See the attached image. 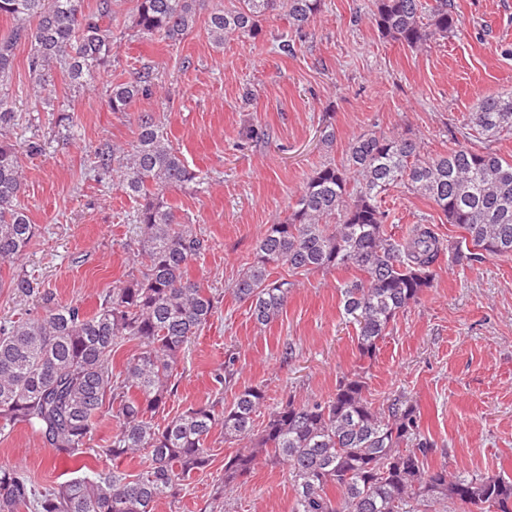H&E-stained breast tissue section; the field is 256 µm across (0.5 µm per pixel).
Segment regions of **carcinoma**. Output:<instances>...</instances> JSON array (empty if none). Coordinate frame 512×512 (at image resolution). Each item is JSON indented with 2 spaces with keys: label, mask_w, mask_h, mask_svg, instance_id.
Masks as SVG:
<instances>
[{
  "label": "carcinoma",
  "mask_w": 512,
  "mask_h": 512,
  "mask_svg": "<svg viewBox=\"0 0 512 512\" xmlns=\"http://www.w3.org/2000/svg\"><path fill=\"white\" fill-rule=\"evenodd\" d=\"M202 0H135L133 28L149 40L176 42L196 24ZM383 37L416 48L456 34L460 19L451 0H373ZM323 0H240L216 8L206 31L224 39L252 36L260 18L276 10L295 31L315 21ZM113 0H0V16L14 21L0 39V83L8 80L13 50L30 45L27 67L44 90L52 71L82 87L112 61ZM153 74L137 72L111 86L113 112L152 96ZM43 107L55 111L52 94ZM57 112V111H55ZM8 97L0 94V130L14 125ZM55 126L72 132V116L57 112ZM136 139L124 148L104 143L95 169L139 201L135 257L138 274L108 290L89 314L78 303L42 294V311L0 321V435L24 427L59 454L87 469L64 483L41 487L12 466L0 465V512H155L177 498L185 482L212 464L208 438L249 444L224 457L211 512L224 508V490L268 457L288 469L292 512H512V481L501 477L428 467L435 444L422 431L418 408L393 400L385 409L367 397L358 372L341 377L326 399L290 392L268 413L260 432L255 417L266 406L265 390L241 387L233 401L191 405L159 422L157 414L177 391V370L191 341L218 312L220 293L193 279L190 262L212 248L207 235L182 221L164 199L170 188L198 187L200 174L174 146L154 112L136 116ZM471 137L445 154L421 153L407 134L371 133L350 144L347 162L325 163L295 196L288 216L266 227L253 261L231 293L249 304L254 323L267 326L283 313L292 283L272 278L283 266L293 274L345 268L363 277L340 291L342 314L356 326L359 354L373 358L400 313L433 287L444 253L459 265L488 254L512 256V161L484 146L512 132V89L481 99L470 118ZM403 187L429 199L447 222L464 231L459 241H441L423 225L396 239L388 233L382 200ZM25 183L15 144L0 133V265H13L35 244L36 227L21 202ZM18 296L39 294L26 274L0 277V289ZM139 352L117 362L123 343ZM236 353L225 354L220 389L236 384ZM116 422L109 447L99 453L138 461L134 472L97 470L89 463L97 422ZM441 509H436V506Z\"/></svg>",
  "instance_id": "carcinoma-1"
}]
</instances>
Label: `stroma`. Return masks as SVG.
Returning <instances> with one entry per match:
<instances>
[{
  "instance_id": "1",
  "label": "stroma",
  "mask_w": 512,
  "mask_h": 512,
  "mask_svg": "<svg viewBox=\"0 0 512 512\" xmlns=\"http://www.w3.org/2000/svg\"><path fill=\"white\" fill-rule=\"evenodd\" d=\"M237 3L205 0L201 21L170 43L138 36L132 0H116L108 70L79 89L53 75L55 102L74 121L69 138L53 136V116L28 73L29 45L18 42L7 90L19 123L9 136L19 147L34 137L49 144L41 156L20 158L22 201L36 242L0 274L25 273L59 302L89 311L125 280L136 267L130 245L138 203L110 180H98L94 150L105 142L129 146L136 114L156 112L189 167L205 179L199 189L165 193L212 241L189 273L225 294L189 345L177 392L160 418L213 400L215 375L231 349L238 386H263L268 406L291 391L328 398L340 377L361 372L375 407L400 398L419 409L421 427L436 443L430 468L512 480V256L488 255L470 266L440 258L433 288L396 318L370 360L360 356L355 329L340 309L339 287L354 270L294 276L282 315L265 328L254 324L247 303L227 292L266 225L287 215L306 177L324 163H344L358 137L409 133L428 155L463 140L478 99L512 88V0H453L459 31L421 48L383 38L373 0H323L315 22L299 34L285 13L275 12L256 36L215 46L204 17L212 7ZM146 67L153 72L151 99L110 111L109 86ZM246 126L254 130L248 140L240 136ZM386 206L387 229L396 235L416 224L445 240L460 235L432 203L406 189L392 191ZM288 347L289 359L283 356ZM209 446L214 462L207 474L184 486L176 501H161L156 512H209L224 457L236 450L220 431ZM1 463L41 486L76 477L78 468L23 427L0 436ZM293 502L287 469L263 460L227 490L224 512H291Z\"/></svg>"
}]
</instances>
